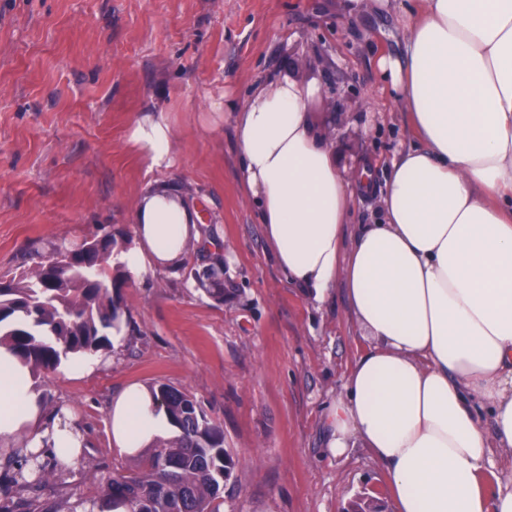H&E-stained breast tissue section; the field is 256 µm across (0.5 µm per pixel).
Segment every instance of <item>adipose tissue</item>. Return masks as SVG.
Instances as JSON below:
<instances>
[{"label":"adipose tissue","instance_id":"obj_1","mask_svg":"<svg viewBox=\"0 0 512 512\" xmlns=\"http://www.w3.org/2000/svg\"><path fill=\"white\" fill-rule=\"evenodd\" d=\"M408 16L406 57L377 60L415 144L377 185L370 161L341 164L308 102L321 88L291 77L225 101L241 179L279 267L320 303L343 282L372 345L328 408L326 446L364 447L383 467L395 512H512V0H352ZM161 112L139 115L130 141L150 170L175 164ZM382 214L352 244L356 200ZM136 244L117 257L141 278L179 263L199 237L196 215L164 187L134 212ZM112 443L140 455L173 428L151 390L112 399ZM85 435L45 409L31 370L0 346V447L52 449L74 463ZM495 493H487L485 475Z\"/></svg>","mask_w":512,"mask_h":512}]
</instances>
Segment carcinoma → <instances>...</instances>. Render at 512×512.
Wrapping results in <instances>:
<instances>
[{"instance_id":"cac0c4a2","label":"carcinoma","mask_w":512,"mask_h":512,"mask_svg":"<svg viewBox=\"0 0 512 512\" xmlns=\"http://www.w3.org/2000/svg\"><path fill=\"white\" fill-rule=\"evenodd\" d=\"M115 241L96 235L80 245L64 240L31 245L33 268L18 277L0 276V346L9 347L31 372L50 371L72 355L112 347L109 333L123 310L112 295L119 285L109 271ZM197 282L214 302H224V279L207 267ZM176 434L135 458L125 474L105 481L102 507L120 500L129 512H219L217 500L237 465L224 448V432L188 392L155 382ZM5 471L20 494L48 477L39 454L6 457Z\"/></svg>"}]
</instances>
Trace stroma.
Returning <instances> with one entry per match:
<instances>
[{"instance_id":"35a3bbf8","label":"stroma","mask_w":512,"mask_h":512,"mask_svg":"<svg viewBox=\"0 0 512 512\" xmlns=\"http://www.w3.org/2000/svg\"><path fill=\"white\" fill-rule=\"evenodd\" d=\"M381 55L404 57L402 17L380 7L352 16L345 0H0V272L27 270L35 241L109 231L126 248L139 199L166 185L193 189L232 290L208 298L189 274L194 253L184 269L126 280L128 325L100 368L35 374L87 444L32 512H71L133 467L110 441L108 412L127 385L156 380L188 391L224 430L238 464L219 512H345L370 496L395 512L368 449L337 459L324 444V414L369 340L343 287L316 305L288 282L247 202L232 123L209 122L214 102L245 103L267 75L317 83L314 123L331 126L343 163L372 160L384 182L413 137ZM150 104L174 131L178 163L163 172L128 140Z\"/></svg>"}]
</instances>
